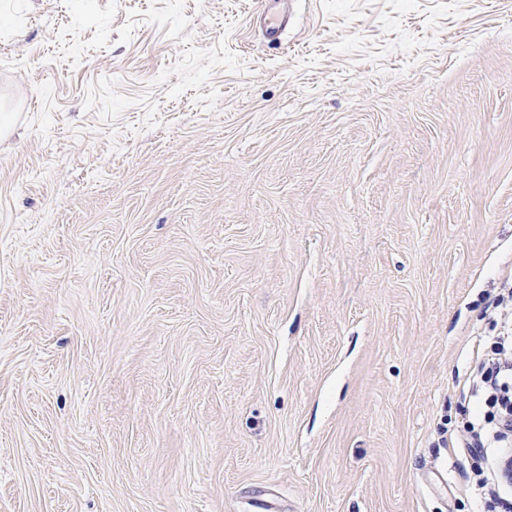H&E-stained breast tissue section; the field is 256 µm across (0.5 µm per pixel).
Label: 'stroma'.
I'll use <instances>...</instances> for the list:
<instances>
[{"label": "stroma", "mask_w": 512, "mask_h": 512, "mask_svg": "<svg viewBox=\"0 0 512 512\" xmlns=\"http://www.w3.org/2000/svg\"><path fill=\"white\" fill-rule=\"evenodd\" d=\"M254 2L0 0V512H504L512 0ZM295 0H261L254 13V20L259 23L263 36L269 43L280 40L282 33L291 21L289 4ZM493 319V336H487L474 357V369L463 386V396L472 402L469 420L461 431H449L448 448L478 455L479 467L472 489L477 495L499 496L494 467L497 448L512 447V279L501 282ZM466 388V389H465ZM493 458L491 465L489 459Z\"/></svg>", "instance_id": "stroma-1"}]
</instances>
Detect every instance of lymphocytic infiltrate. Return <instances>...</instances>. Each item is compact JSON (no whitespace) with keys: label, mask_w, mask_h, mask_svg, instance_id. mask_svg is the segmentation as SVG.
<instances>
[{"label":"lymphocytic infiltrate","mask_w":512,"mask_h":512,"mask_svg":"<svg viewBox=\"0 0 512 512\" xmlns=\"http://www.w3.org/2000/svg\"><path fill=\"white\" fill-rule=\"evenodd\" d=\"M493 321V336L487 337L474 358L463 395L472 404L463 430L449 432V447L479 456L482 464L472 486L477 493H498L499 481L490 458L498 449L512 447V279L501 283Z\"/></svg>","instance_id":"obj_1"}]
</instances>
